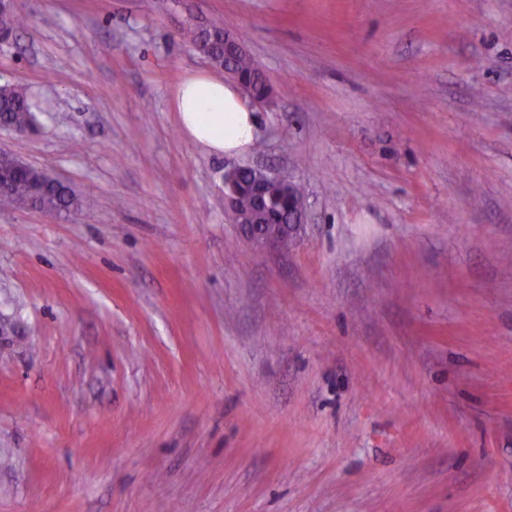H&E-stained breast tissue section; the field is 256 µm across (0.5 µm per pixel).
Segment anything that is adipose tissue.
Listing matches in <instances>:
<instances>
[{"label":"adipose tissue","instance_id":"obj_1","mask_svg":"<svg viewBox=\"0 0 512 512\" xmlns=\"http://www.w3.org/2000/svg\"><path fill=\"white\" fill-rule=\"evenodd\" d=\"M174 107L184 136L210 152L238 155L254 143L259 118L239 83L193 75L179 86Z\"/></svg>","mask_w":512,"mask_h":512}]
</instances>
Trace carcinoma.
Masks as SVG:
<instances>
[{
	"instance_id": "obj_1",
	"label": "carcinoma",
	"mask_w": 512,
	"mask_h": 512,
	"mask_svg": "<svg viewBox=\"0 0 512 512\" xmlns=\"http://www.w3.org/2000/svg\"><path fill=\"white\" fill-rule=\"evenodd\" d=\"M24 25V18L12 10H0V34L8 37ZM186 39L194 46L205 44L210 48V61L227 70L231 77L246 85L255 97L268 100L271 87L251 56L245 52L230 58L224 57V23L214 21L204 28L193 27L185 32ZM0 123H6L18 129H33L38 125L36 106L31 102L25 90L9 83L0 84ZM40 170L32 168L26 171L1 172L9 198L21 205L35 202L47 212L62 213L82 206L81 199L74 190L64 185H47L37 189Z\"/></svg>"
}]
</instances>
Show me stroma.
<instances>
[{
  "mask_svg": "<svg viewBox=\"0 0 512 512\" xmlns=\"http://www.w3.org/2000/svg\"><path fill=\"white\" fill-rule=\"evenodd\" d=\"M0 150L93 200L0 201V512H512V0H12ZM267 82L242 155L186 139L181 38ZM287 173L284 255L224 172ZM36 106L28 94L13 84H0V123H6L18 129V134H29L38 125ZM27 129V130H24ZM297 192V187L294 184L288 185V207L294 206L291 221L288 224H274V223H257L252 214H246L241 218V224H235L239 236L248 245L257 252H273L283 250L282 243L284 241V248L292 243L291 238H295L301 227L303 226L305 207L303 196L299 193L298 198L302 206L294 205L293 196ZM288 237V238H287ZM287 238V239H286Z\"/></svg>",
  "mask_w": 512,
  "mask_h": 512,
  "instance_id": "stroma-1",
  "label": "stroma"
}]
</instances>
